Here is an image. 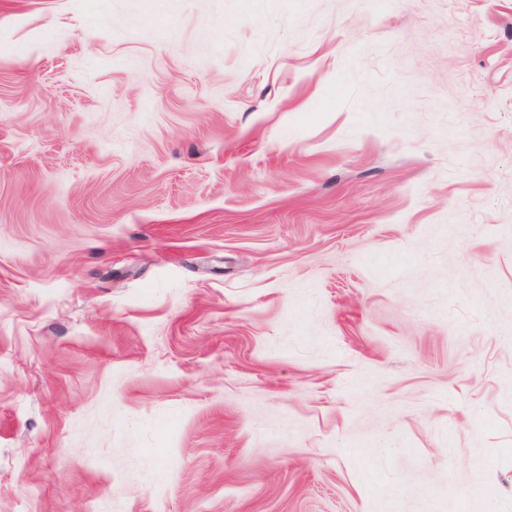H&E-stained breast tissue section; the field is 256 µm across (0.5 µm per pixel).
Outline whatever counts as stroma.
<instances>
[{
    "instance_id": "obj_1",
    "label": "stroma",
    "mask_w": 512,
    "mask_h": 512,
    "mask_svg": "<svg viewBox=\"0 0 512 512\" xmlns=\"http://www.w3.org/2000/svg\"><path fill=\"white\" fill-rule=\"evenodd\" d=\"M512 512V0H0V512Z\"/></svg>"
}]
</instances>
